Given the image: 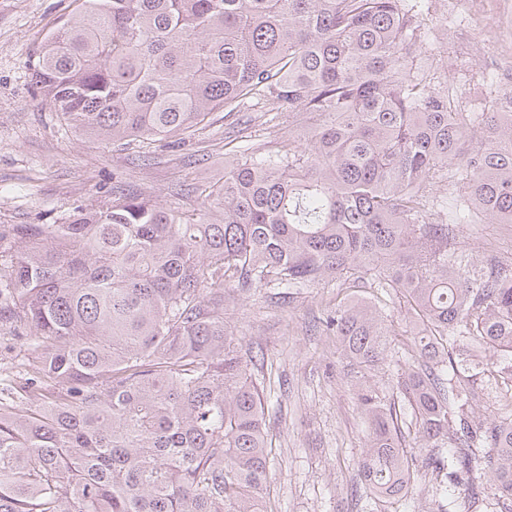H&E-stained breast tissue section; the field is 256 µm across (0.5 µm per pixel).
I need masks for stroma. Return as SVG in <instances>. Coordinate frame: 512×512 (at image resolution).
Listing matches in <instances>:
<instances>
[{
  "mask_svg": "<svg viewBox=\"0 0 512 512\" xmlns=\"http://www.w3.org/2000/svg\"><path fill=\"white\" fill-rule=\"evenodd\" d=\"M79 0H0V225L59 224L78 206H102L113 192L141 195L165 207L190 209L181 190L219 182L240 160L226 143L230 124L249 123L255 149L272 137L250 113L216 112L181 143L136 142L129 147L66 128L35 89L29 61L46 35ZM427 45L415 60L432 87H454L466 112L492 97L490 61L512 54V17L498 0H428L422 19ZM512 237V224H467L460 241L476 256ZM351 291L275 285L225 300L224 321L264 383L272 435L267 512H361L355 492L364 426L350 371L335 337L322 325L327 311Z\"/></svg>",
  "mask_w": 512,
  "mask_h": 512,
  "instance_id": "stroma-1",
  "label": "stroma"
}]
</instances>
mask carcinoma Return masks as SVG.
Instances as JSON below:
<instances>
[{"label": "carcinoma", "instance_id": "carcinoma-1", "mask_svg": "<svg viewBox=\"0 0 512 512\" xmlns=\"http://www.w3.org/2000/svg\"><path fill=\"white\" fill-rule=\"evenodd\" d=\"M425 7L81 0L44 38L43 100L117 146L243 108L318 123L245 146L190 213L118 196L0 231V332L28 351L19 388H0V512H264L263 385L224 293L326 280L372 289L326 321L348 365L401 370L389 399L356 391L366 499L426 480L432 512L461 485L471 512H512V258L459 241L465 224H512V112H462L413 68ZM388 297L416 323L413 351L390 349ZM464 343L483 361L456 359ZM485 372L504 381L498 421L475 416Z\"/></svg>", "mask_w": 512, "mask_h": 512}]
</instances>
